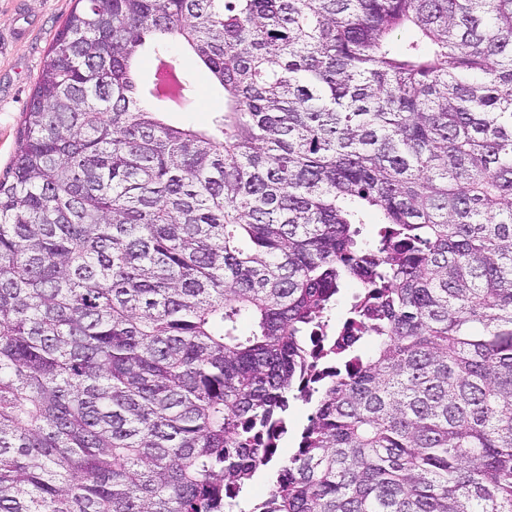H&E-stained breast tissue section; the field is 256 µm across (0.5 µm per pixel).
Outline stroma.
Instances as JSON below:
<instances>
[{
	"instance_id": "1",
	"label": "stroma",
	"mask_w": 512,
	"mask_h": 512,
	"mask_svg": "<svg viewBox=\"0 0 512 512\" xmlns=\"http://www.w3.org/2000/svg\"><path fill=\"white\" fill-rule=\"evenodd\" d=\"M74 0H0V172L18 151L23 110L43 67L56 32L74 8ZM194 80L195 107L167 115L168 123L207 129L224 99L209 70L189 50H182Z\"/></svg>"
}]
</instances>
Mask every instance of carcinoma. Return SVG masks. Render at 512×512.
Returning <instances> with one entry per match:
<instances>
[{"mask_svg":"<svg viewBox=\"0 0 512 512\" xmlns=\"http://www.w3.org/2000/svg\"><path fill=\"white\" fill-rule=\"evenodd\" d=\"M75 2L0 176V512H233L351 284L268 512H512V0ZM184 65L194 80L195 107L192 112H173L166 116L168 123L205 130L209 127L212 112L224 108V99L217 90L209 70L189 50L179 49Z\"/></svg>","mask_w":512,"mask_h":512,"instance_id":"1","label":"carcinoma"}]
</instances>
